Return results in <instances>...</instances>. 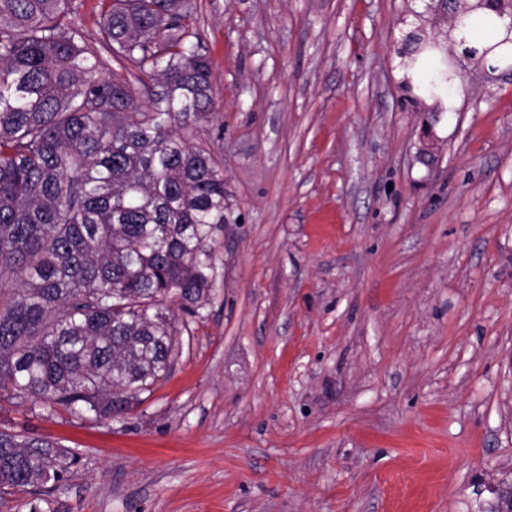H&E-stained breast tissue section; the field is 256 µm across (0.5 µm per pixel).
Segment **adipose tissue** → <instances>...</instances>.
Returning a JSON list of instances; mask_svg holds the SVG:
<instances>
[{
  "label": "adipose tissue",
  "instance_id": "adipose-tissue-1",
  "mask_svg": "<svg viewBox=\"0 0 512 512\" xmlns=\"http://www.w3.org/2000/svg\"><path fill=\"white\" fill-rule=\"evenodd\" d=\"M456 39L484 51L486 66H499L502 54L512 55V24L493 10L482 9L473 13L463 25L457 26Z\"/></svg>",
  "mask_w": 512,
  "mask_h": 512
}]
</instances>
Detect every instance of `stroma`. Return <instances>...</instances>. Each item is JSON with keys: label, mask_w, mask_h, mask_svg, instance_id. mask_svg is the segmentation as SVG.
<instances>
[{"label": "stroma", "mask_w": 512, "mask_h": 512, "mask_svg": "<svg viewBox=\"0 0 512 512\" xmlns=\"http://www.w3.org/2000/svg\"><path fill=\"white\" fill-rule=\"evenodd\" d=\"M230 222L169 375L93 425L56 512H490L512 481V73L405 92L422 0H198Z\"/></svg>", "instance_id": "obj_1"}]
</instances>
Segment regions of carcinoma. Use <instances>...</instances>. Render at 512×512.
I'll list each match as a JSON object with an SVG mask.
<instances>
[{
  "mask_svg": "<svg viewBox=\"0 0 512 512\" xmlns=\"http://www.w3.org/2000/svg\"><path fill=\"white\" fill-rule=\"evenodd\" d=\"M73 2L0 0V402L105 424L167 376L175 311L212 302L228 218L223 164L190 132L216 109L196 0H102L99 51ZM419 59L437 101L458 70L436 41ZM80 459L0 428V506L54 512Z\"/></svg>",
  "mask_w": 512,
  "mask_h": 512,
  "instance_id": "1",
  "label": "carcinoma"
}]
</instances>
